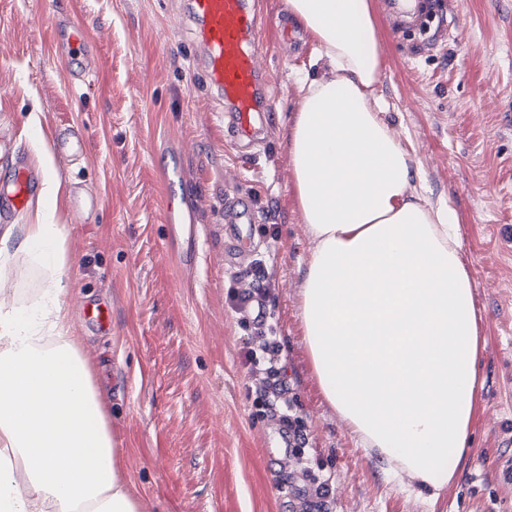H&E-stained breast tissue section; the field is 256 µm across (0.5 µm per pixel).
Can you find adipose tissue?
<instances>
[{"mask_svg": "<svg viewBox=\"0 0 512 512\" xmlns=\"http://www.w3.org/2000/svg\"><path fill=\"white\" fill-rule=\"evenodd\" d=\"M317 45L286 129L312 241L303 339L324 398L366 447L432 488L460 461L477 405L480 327L451 208L412 184V159L371 90L382 71L371 0H285ZM65 229L0 233V282L19 253L49 275L38 300H0V512H141L77 337L67 331Z\"/></svg>", "mask_w": 512, "mask_h": 512, "instance_id": "adipose-tissue-1", "label": "adipose tissue"}]
</instances>
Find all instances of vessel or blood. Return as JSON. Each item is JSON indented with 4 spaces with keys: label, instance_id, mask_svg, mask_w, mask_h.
Wrapping results in <instances>:
<instances>
[{
    "label": "vessel or blood",
    "instance_id": "obj_1",
    "mask_svg": "<svg viewBox=\"0 0 512 512\" xmlns=\"http://www.w3.org/2000/svg\"><path fill=\"white\" fill-rule=\"evenodd\" d=\"M192 41L197 46L199 68L209 86L232 109L227 129L238 139L256 142L254 114L262 102L257 44V18L248 0H185ZM60 48L67 59L78 60L75 75L86 71L91 50L84 34L64 35ZM37 178L25 164H18L13 178L0 183V222L14 221L28 206ZM227 223L237 225L232 240L234 253L246 252L251 242L249 209L231 203L224 210ZM172 229L190 230L197 223L194 211L169 203L165 216Z\"/></svg>",
    "mask_w": 512,
    "mask_h": 512
}]
</instances>
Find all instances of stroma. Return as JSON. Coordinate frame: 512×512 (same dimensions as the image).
Segmentation results:
<instances>
[{
  "label": "stroma",
  "mask_w": 512,
  "mask_h": 512,
  "mask_svg": "<svg viewBox=\"0 0 512 512\" xmlns=\"http://www.w3.org/2000/svg\"><path fill=\"white\" fill-rule=\"evenodd\" d=\"M183 3L0 0V140L58 177L55 195L36 190L18 221L42 213L66 228V304L142 512H512V0H422L442 25L431 45L375 0L383 68L373 97L425 197L457 215L485 339L469 449L437 493L362 446L322 397L303 341L312 244L285 134L301 78L317 72L314 41L287 25L285 0H250L272 113L262 142L238 147L196 65ZM65 29L82 30L96 55L80 84L57 51ZM74 136L83 153L61 157L59 140ZM170 166L180 171L171 187ZM245 192L256 223L242 273L276 326L272 365L285 389L268 401L264 369L244 358L263 344L261 328L224 271V207ZM80 195L98 207L73 209ZM172 198L197 210L195 240L171 239ZM44 277L20 254L0 289L27 304ZM97 304L112 312L109 329L86 317ZM276 410L305 438L287 458Z\"/></svg>",
  "instance_id": "1"
}]
</instances>
